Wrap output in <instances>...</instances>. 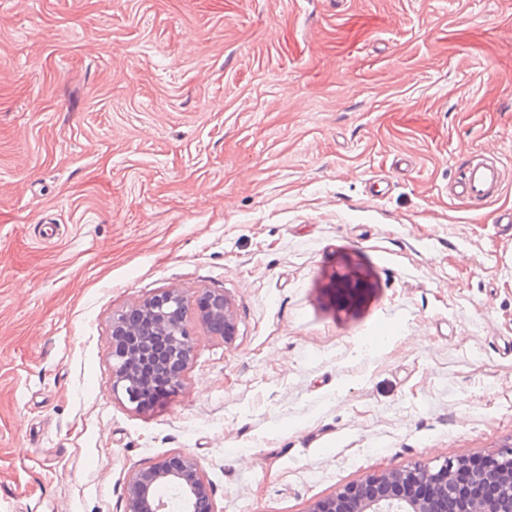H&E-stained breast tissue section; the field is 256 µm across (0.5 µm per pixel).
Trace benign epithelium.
<instances>
[{
	"instance_id": "obj_1",
	"label": "benign epithelium",
	"mask_w": 512,
	"mask_h": 512,
	"mask_svg": "<svg viewBox=\"0 0 512 512\" xmlns=\"http://www.w3.org/2000/svg\"><path fill=\"white\" fill-rule=\"evenodd\" d=\"M367 288L361 277L345 273L336 278V300L354 303ZM193 321L226 342L235 335L233 307L222 292L188 296L170 289L113 312L112 394L137 406L140 390L156 376L169 378L172 393L181 392L196 354ZM209 501L199 461L178 453L129 475L125 512H200ZM310 512H512V445L486 455L476 469L459 456L371 475L317 501Z\"/></svg>"
}]
</instances>
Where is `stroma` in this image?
<instances>
[{"label": "stroma", "instance_id": "35a3bbf8", "mask_svg": "<svg viewBox=\"0 0 512 512\" xmlns=\"http://www.w3.org/2000/svg\"><path fill=\"white\" fill-rule=\"evenodd\" d=\"M503 161L488 203L450 185ZM512 0H0V512H309L512 443ZM371 287L337 303V275ZM233 305L182 392L112 396V314ZM207 501L212 511L209 482L199 461L178 453L129 475L125 512H200Z\"/></svg>", "mask_w": 512, "mask_h": 512}]
</instances>
